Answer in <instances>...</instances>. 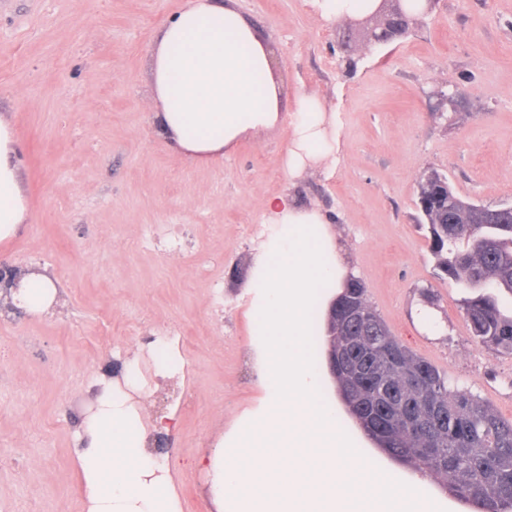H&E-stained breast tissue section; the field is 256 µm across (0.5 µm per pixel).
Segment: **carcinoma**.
I'll return each mask as SVG.
<instances>
[{"instance_id": "carcinoma-1", "label": "carcinoma", "mask_w": 512, "mask_h": 512, "mask_svg": "<svg viewBox=\"0 0 512 512\" xmlns=\"http://www.w3.org/2000/svg\"><path fill=\"white\" fill-rule=\"evenodd\" d=\"M422 188L418 224L428 233L438 279L461 288L460 308L472 337L512 352V208L495 219L485 206L451 191L444 175ZM361 308L372 324L336 320L326 342L336 345L339 394L376 445L423 476H435L448 493L475 512H512V421L487 400L448 385L440 369L391 334L356 276L345 278L336 308ZM391 401L376 394L357 370L364 355Z\"/></svg>"}]
</instances>
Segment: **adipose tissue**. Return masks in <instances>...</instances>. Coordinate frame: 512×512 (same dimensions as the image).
Segmentation results:
<instances>
[{
    "label": "adipose tissue",
    "mask_w": 512,
    "mask_h": 512,
    "mask_svg": "<svg viewBox=\"0 0 512 512\" xmlns=\"http://www.w3.org/2000/svg\"><path fill=\"white\" fill-rule=\"evenodd\" d=\"M151 97L160 133L189 160L213 163L249 132L280 117L272 52L234 0H189L165 20L151 54ZM336 123L318 97L301 95L291 117L289 173L335 160ZM19 148L0 119V240L27 220ZM247 295L252 350L262 397L220 438L203 464L216 512H447L405 478L363 452L348 431L307 348L308 313L318 285L343 270L323 240L327 218L286 194L268 199ZM58 288L47 271L20 281L13 300L44 313ZM96 407L84 418L75 463L86 512H180L172 477L148 449L149 425L134 401L135 361L95 383Z\"/></svg>",
    "instance_id": "adipose-tissue-1"
}]
</instances>
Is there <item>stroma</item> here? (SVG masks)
I'll use <instances>...</instances> for the list:
<instances>
[{
  "mask_svg": "<svg viewBox=\"0 0 512 512\" xmlns=\"http://www.w3.org/2000/svg\"><path fill=\"white\" fill-rule=\"evenodd\" d=\"M187 3L0 0V118L28 199L0 265L47 269L60 292L43 314L0 310V512H85L73 457L90 389L134 356L149 413L176 418L153 451L180 512H214L197 459L259 402L252 227L285 192L327 215L338 258L397 339L512 420V352L472 340L416 207L432 170L460 196L512 203V0H433L384 46L309 0H237L275 52L281 114L211 164L168 145L147 99L157 30ZM303 93L335 114L339 150L335 166L292 177ZM169 327L184 336L183 371L164 379L148 344Z\"/></svg>",
  "mask_w": 512,
  "mask_h": 512,
  "instance_id": "obj_1",
  "label": "stroma"
}]
</instances>
